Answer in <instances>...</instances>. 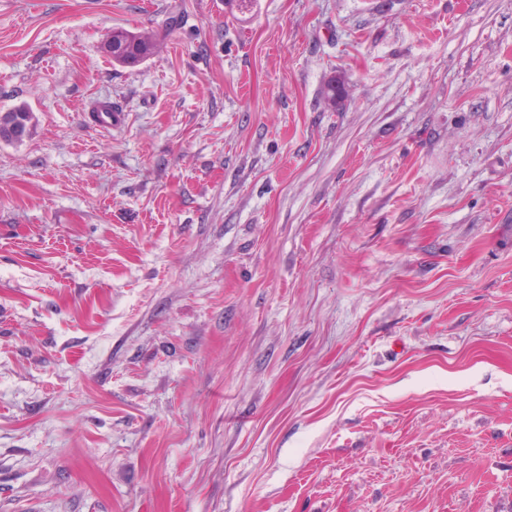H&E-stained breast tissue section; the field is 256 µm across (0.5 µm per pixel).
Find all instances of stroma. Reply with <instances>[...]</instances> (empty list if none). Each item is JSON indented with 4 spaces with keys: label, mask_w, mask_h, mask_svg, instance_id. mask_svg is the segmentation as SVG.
Here are the masks:
<instances>
[{
    "label": "stroma",
    "mask_w": 512,
    "mask_h": 512,
    "mask_svg": "<svg viewBox=\"0 0 512 512\" xmlns=\"http://www.w3.org/2000/svg\"><path fill=\"white\" fill-rule=\"evenodd\" d=\"M22 104L0 512H512V0H0ZM108 41L112 42L107 45L112 53L106 52L112 58V62L120 66H137L149 59L156 49L153 37L125 29L112 31Z\"/></svg>",
    "instance_id": "stroma-1"
}]
</instances>
